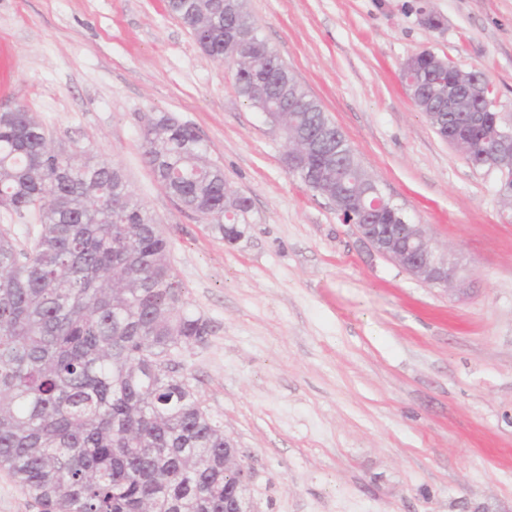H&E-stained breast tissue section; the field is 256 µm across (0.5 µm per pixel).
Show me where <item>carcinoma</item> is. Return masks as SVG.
<instances>
[{
    "mask_svg": "<svg viewBox=\"0 0 512 512\" xmlns=\"http://www.w3.org/2000/svg\"><path fill=\"white\" fill-rule=\"evenodd\" d=\"M217 0H167L200 50L224 56ZM230 63L251 107L297 102L288 123L301 141L331 124L322 105L281 64L278 82L255 88L280 57ZM407 67L430 79L422 53ZM157 181L224 236L250 209L227 196L224 170L196 132L167 113L143 129ZM347 189L366 169L346 138L336 145ZM0 198L18 217L35 212L40 232L25 251L0 231V470L39 512H224L242 493L224 466V429L170 363L212 326L185 308L169 243L153 214L106 161L64 155L23 107L0 112Z\"/></svg>",
    "mask_w": 512,
    "mask_h": 512,
    "instance_id": "obj_1",
    "label": "carcinoma"
}]
</instances>
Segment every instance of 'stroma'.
Segmentation results:
<instances>
[{
    "label": "stroma",
    "mask_w": 512,
    "mask_h": 512,
    "mask_svg": "<svg viewBox=\"0 0 512 512\" xmlns=\"http://www.w3.org/2000/svg\"><path fill=\"white\" fill-rule=\"evenodd\" d=\"M246 6L383 194L447 250L452 288L373 252L289 172L284 141L166 0H0V109L121 168L155 215L184 301L213 327L171 360L250 467L255 512H512V210L400 78L424 50L482 70L512 123V0ZM159 112L249 198L237 240L155 178L143 127Z\"/></svg>",
    "instance_id": "35a3bbf8"
}]
</instances>
